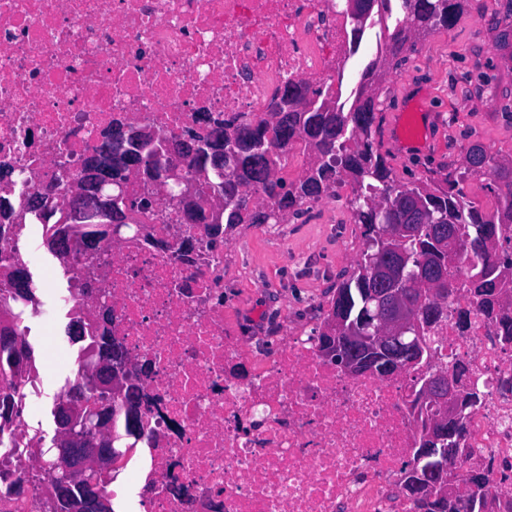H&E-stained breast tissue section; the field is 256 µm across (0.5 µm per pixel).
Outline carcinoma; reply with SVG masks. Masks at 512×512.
Returning <instances> with one entry per match:
<instances>
[{
    "label": "carcinoma",
    "instance_id": "1",
    "mask_svg": "<svg viewBox=\"0 0 512 512\" xmlns=\"http://www.w3.org/2000/svg\"><path fill=\"white\" fill-rule=\"evenodd\" d=\"M403 19L388 33L385 54L372 60L348 112H338L331 106V90L288 84V96L304 100L302 112H270L268 119L255 125L238 124L233 120L217 121L207 112L196 113L195 122L204 128L205 136L192 152L181 154L187 161L190 181L196 183L202 194L222 197V206L211 222L204 226L208 243L229 242L241 224H267L274 212L299 211L307 199H315L332 191L336 177L348 180L351 196L348 200L352 223L361 225L363 250L361 258L340 275L336 295L323 313V321L313 334L320 349L329 340L346 345L344 334L337 325L362 327L375 310L371 293L377 287L378 266L397 252L409 258L408 267L416 268L424 261L441 268H448V281L428 283L405 278L393 287L415 302L418 308L431 315L421 320L419 335L423 336L426 349L420 363L409 364L402 372L417 369L419 364L432 360L430 337L438 336L448 326V306L455 301L460 290L472 298L486 320L495 325L502 345L512 346V316L506 309L512 305V244L503 241L502 224H512V159L498 158L483 145H472L460 167H448V172L438 181L427 183L421 179L400 183L393 176L392 168L378 149L373 137L379 128L376 102L369 94L374 78L398 58L408 40L422 33L451 25L463 3L469 0H398ZM345 14L356 25H361L372 13L384 15L393 12L392 0H354V10L344 8ZM124 135L122 122L112 121L107 131V141L87 156L78 179L89 171H109L112 178L126 179L131 165H143L155 174H161L171 163L169 152L161 144L141 146L135 140L126 143L122 153L110 151V142ZM297 138L305 141L310 155L307 168L291 181L276 175V169L288 153V146ZM470 176L487 179L486 190L497 197L499 207L491 218L482 215L468 200L463 183ZM85 219L80 224L72 222L62 210L45 211L30 207L52 229L45 232L44 243L63 266H68L70 242L80 239L85 248L94 249L111 241L107 224L100 218L101 198L99 184L85 188ZM260 193L267 204L259 211L252 208L250 193ZM15 216L14 207H3L0 194V242L11 232ZM392 228L393 236L382 238L383 226ZM470 253L478 263L467 271L458 266L448 267V251ZM38 305L35 288L24 263L15 260L0 248V306L13 315L14 336L23 344L21 351L0 346V446L8 440L11 447L40 461L36 470L18 466L19 473L0 472V486L4 495H13L15 483H25L33 490L40 486L52 489L45 501V512H88L80 491L69 484L54 482L61 474L53 447H44V437L33 435L26 439L13 438V428L22 419L25 393L23 387L36 374L34 353L20 328L23 315ZM108 313L102 312L93 320L78 315L70 322L71 340L85 343L81 351L89 354L98 349L97 361L105 359L112 367L126 361V353L115 338L108 336ZM363 374L384 378V367L398 356L395 347L375 350L361 347L354 351ZM123 399L107 400L108 391L99 389L93 378L84 377L73 382L67 380L57 398H65L83 387L98 401L107 402L104 424L108 447L112 455L122 456L112 429L117 417L125 422V435L139 438L143 433L142 415L137 387L126 384L128 372L121 374ZM425 381L412 378L415 398L410 408L420 415L419 438L412 449V458L405 466V475L411 476L424 469L430 448L448 447V439L434 441L430 431L440 411L436 395L424 389ZM481 402V391L474 387L464 393L454 428L464 425L465 410ZM436 408L423 415V405ZM466 449H458L451 464L463 465V483L474 484L489 508L480 509V503L461 499L448 502L444 498L427 494L415 495L419 512H512V500L496 499L488 495V469L467 464Z\"/></svg>",
    "mask_w": 512,
    "mask_h": 512
}]
</instances>
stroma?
I'll return each mask as SVG.
<instances>
[{
  "label": "stroma",
  "mask_w": 512,
  "mask_h": 512,
  "mask_svg": "<svg viewBox=\"0 0 512 512\" xmlns=\"http://www.w3.org/2000/svg\"><path fill=\"white\" fill-rule=\"evenodd\" d=\"M507 2L469 0L451 27L421 38V50L404 51L403 62L378 83L383 126L374 139L401 182L432 177L445 163L461 166L475 143L512 157V116L505 112L512 104V50L501 45ZM401 111L417 124V146L403 156L387 130ZM360 232L359 225L325 224L306 211L289 214L284 224L240 225L224 246L227 261L244 272L224 286L225 301L238 307L232 320L237 333L266 345L285 321L319 325L337 274L359 257ZM23 248L31 253L28 270L40 303L56 312L50 323L25 321L44 375L41 395L27 399L25 420L29 431L49 439L56 429L55 396L77 374L70 314L58 305L70 283L41 231H33Z\"/></svg>",
  "instance_id": "obj_1"
}]
</instances>
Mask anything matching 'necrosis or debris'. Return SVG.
I'll list each match as a JSON object with an SVG mask.
<instances>
[{
	"instance_id": "4bbe7bcc",
	"label": "necrosis or debris",
	"mask_w": 512,
	"mask_h": 512,
	"mask_svg": "<svg viewBox=\"0 0 512 512\" xmlns=\"http://www.w3.org/2000/svg\"><path fill=\"white\" fill-rule=\"evenodd\" d=\"M363 37L335 0H0V161L16 212L42 181H74L112 120L169 136L195 114L263 120L289 82L340 89ZM140 237L75 246L65 301L112 310L140 394L146 453L130 475L142 512H418L403 490L419 432L409 375L349 376L315 336L275 350L236 336L223 244L190 255L168 202ZM437 362L465 361L483 394L466 412L471 462L512 499V348L480 314L448 327Z\"/></svg>"
}]
</instances>
